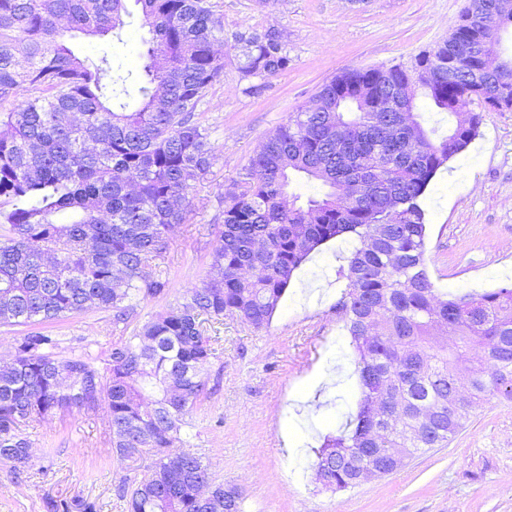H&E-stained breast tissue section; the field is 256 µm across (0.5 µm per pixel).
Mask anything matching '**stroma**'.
<instances>
[{"mask_svg":"<svg viewBox=\"0 0 512 512\" xmlns=\"http://www.w3.org/2000/svg\"><path fill=\"white\" fill-rule=\"evenodd\" d=\"M224 15V71L198 107L214 162L196 183L185 223L163 254L165 295L141 302L139 326L187 290L217 277L211 266L224 225V197L245 177L265 136L342 71L410 64L446 40L468 0H216ZM283 31L288 70L242 79L238 32ZM147 32L128 17L118 36H77L81 55H109L139 70ZM426 258L439 293H481L512 284V111H487L477 137L441 168L421 198ZM354 246L330 240L294 272L267 328L236 319L220 328L210 388L193 414L191 450L213 481L243 492V512H512V401L474 408L448 445L401 469L332 492L317 481L314 448L338 435L360 397L354 354L336 303L338 270ZM67 358L88 349L105 359L121 333L109 312L91 309L45 324ZM31 461L23 474L0 460V512H46L49 497L81 498L97 512H127L117 487L141 477L151 456L134 462L110 443L104 406L57 411L23 427Z\"/></svg>","mask_w":512,"mask_h":512,"instance_id":"1","label":"stroma"}]
</instances>
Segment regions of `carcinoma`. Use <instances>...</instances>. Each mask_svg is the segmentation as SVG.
<instances>
[{"label": "carcinoma", "instance_id": "1", "mask_svg": "<svg viewBox=\"0 0 512 512\" xmlns=\"http://www.w3.org/2000/svg\"><path fill=\"white\" fill-rule=\"evenodd\" d=\"M128 0H0V326H30L94 307L112 324L167 291L156 260L192 205L194 183L209 170L207 130L195 112L224 62L223 14L211 0H134L150 38L132 109L127 75L103 55L81 58L78 33L106 36L123 26ZM512 27L496 0H469L447 41L411 65L352 69L323 84L312 102L270 132L252 157L240 192L224 208L212 252L221 277L189 289L183 301L112 344L104 366L85 351L58 359L57 337L16 339L0 371V460L23 473L29 442L19 425L59 410L105 404L112 447L143 448L154 464L132 485L127 512H242L243 493L212 483L208 466L186 450L192 414L207 395L205 368L224 317L265 328L293 272L311 252L344 234L362 246L346 257L336 303L354 349L360 399L341 434L314 450L325 488L356 486L357 466L390 474L386 448L415 455L446 445L470 411L512 400V285L442 298L426 261L428 183L476 137L482 114L512 110V70L490 76L473 45L484 30ZM243 78L288 70L282 31L238 33ZM439 112L448 133L414 122L388 138L397 113L377 100L410 80ZM23 93L22 101H16ZM324 191L299 203L292 180ZM367 186L362 199L347 184ZM371 239L375 246H364ZM386 395L406 407L386 431L374 403ZM435 417L416 426L420 408ZM211 486L225 506L196 490ZM48 512H96L83 499L50 498Z\"/></svg>", "mask_w": 512, "mask_h": 512}]
</instances>
